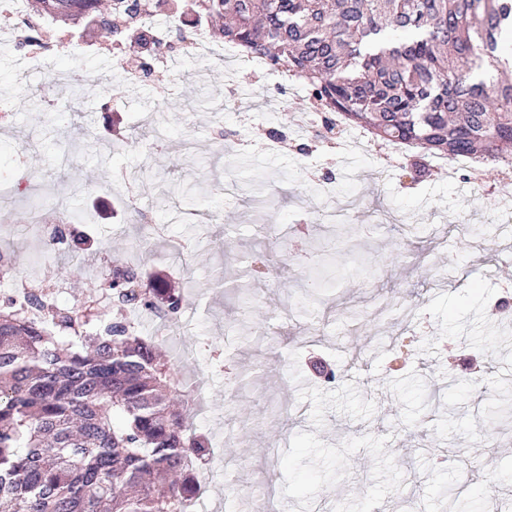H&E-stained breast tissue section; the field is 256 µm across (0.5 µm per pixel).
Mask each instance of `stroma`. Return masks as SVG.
I'll use <instances>...</instances> for the list:
<instances>
[{
  "instance_id": "obj_1",
  "label": "stroma",
  "mask_w": 512,
  "mask_h": 512,
  "mask_svg": "<svg viewBox=\"0 0 512 512\" xmlns=\"http://www.w3.org/2000/svg\"><path fill=\"white\" fill-rule=\"evenodd\" d=\"M69 30L91 48L84 67L95 80L68 138L49 135L29 96L69 58L46 52L44 68L27 74L24 47L0 53V111L10 115L0 122V174L16 186L0 213V249L15 255L17 274L65 276L75 303L100 289L86 266L108 274L118 260L139 264L147 287L182 291L178 333L161 350L204 398L193 426L216 448L231 429L249 439L234 466L210 465L205 512H251L242 490L259 477L283 512H442L441 481L512 512V416H484L512 395V308L497 307L512 290V206L493 194L499 169L476 173L461 159L433 157L415 182L409 152L369 133L317 139L302 121L311 111L303 83L279 86L252 62L209 51L170 53L150 81L133 83L132 59L117 62L93 27ZM162 83L177 92L160 95ZM158 122L168 133L162 147L79 149ZM283 128L287 143L272 148L266 131ZM38 179L77 183L75 206L90 216L75 227L82 269L72 275L66 261L38 259L33 224L50 223L53 211ZM175 183L192 185L195 201L162 194ZM124 185L149 204L160 234L120 210ZM489 218L491 235L469 233ZM302 221L304 252L333 236L343 261L318 300L292 248L291 228ZM228 224L240 229L229 242ZM257 238L277 262L266 282L223 255ZM219 274L242 296L213 287ZM262 326L269 338L258 345ZM393 336L412 338L404 355ZM286 400L307 412L282 425L268 410ZM471 438L478 447L464 449Z\"/></svg>"
}]
</instances>
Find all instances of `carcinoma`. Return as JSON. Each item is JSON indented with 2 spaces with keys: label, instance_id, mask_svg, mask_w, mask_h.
Returning <instances> with one entry per match:
<instances>
[{
  "label": "carcinoma",
  "instance_id": "cac0c4a2",
  "mask_svg": "<svg viewBox=\"0 0 512 512\" xmlns=\"http://www.w3.org/2000/svg\"><path fill=\"white\" fill-rule=\"evenodd\" d=\"M221 17V36L301 79L328 131L339 113L389 144L443 158L512 161V0H192ZM24 22L43 48L46 22L84 21L114 42H139L144 7L169 19L179 0H40ZM270 278L264 251L236 256ZM328 262L309 265L323 290ZM99 314L56 308L44 291L0 306V512H188L194 462L208 440L191 432L193 391L128 312L152 306L139 266L112 272ZM107 318L106 335L89 326Z\"/></svg>",
  "mask_w": 512,
  "mask_h": 512
}]
</instances>
